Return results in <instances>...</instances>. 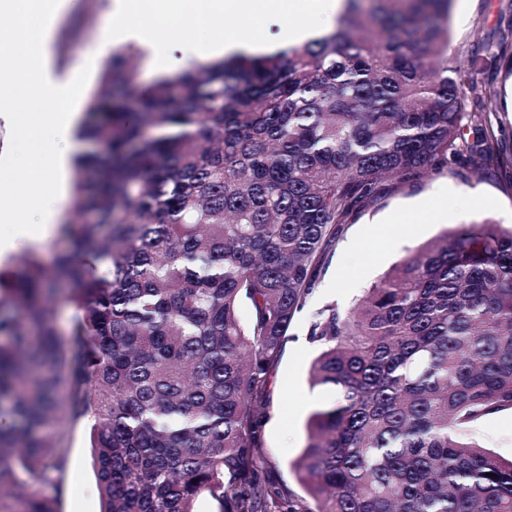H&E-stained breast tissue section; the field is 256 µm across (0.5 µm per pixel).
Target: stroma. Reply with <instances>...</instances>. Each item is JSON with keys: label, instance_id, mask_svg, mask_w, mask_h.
Returning a JSON list of instances; mask_svg holds the SVG:
<instances>
[{"label": "stroma", "instance_id": "obj_1", "mask_svg": "<svg viewBox=\"0 0 512 512\" xmlns=\"http://www.w3.org/2000/svg\"><path fill=\"white\" fill-rule=\"evenodd\" d=\"M111 4L112 0H70L54 29L57 64L82 88L81 98L73 105L78 113L89 108L105 66L97 56V45L112 24ZM449 28V53L466 59L484 52L512 29V0H454ZM442 197L447 198V206L426 211L419 207L420 201ZM475 214L512 226V171L488 164L477 170L465 166L456 173H432L415 186L388 192L349 225L307 310L294 321L285 353L270 377L271 407L264 433L270 479L302 493L288 463L307 443L309 414L336 398L333 391L311 388L308 381L310 364L319 352L307 336L312 311L328 302L350 309L404 257ZM473 435L486 448L511 458L512 411L481 421ZM65 436L69 465L64 487L59 491L45 487L41 493L56 500L59 512H99L85 424L67 427Z\"/></svg>", "mask_w": 512, "mask_h": 512}]
</instances>
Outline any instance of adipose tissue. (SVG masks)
Instances as JSON below:
<instances>
[{
  "label": "adipose tissue",
  "mask_w": 512,
  "mask_h": 512,
  "mask_svg": "<svg viewBox=\"0 0 512 512\" xmlns=\"http://www.w3.org/2000/svg\"><path fill=\"white\" fill-rule=\"evenodd\" d=\"M65 2L30 0L25 5L21 0H0V18L9 20L8 25H0L1 43L16 39L14 22L20 12H27L37 25V39L28 47L32 68L16 67L11 54L0 53V122L16 124L26 144L21 154L0 149V184L11 185L29 204L28 210L0 221L1 259L53 238L57 213L69 199L79 118L77 113L61 111L60 106L77 99L80 90L60 73L47 31ZM186 5L202 32L228 17L236 21L221 37L207 42L185 39L182 59L190 64L205 54L213 59L240 52L261 55L304 43L331 28L341 0H186ZM284 13L290 20L282 24L278 38L263 39L266 24ZM112 15L107 45H136L155 69L169 66L171 29L162 0H113Z\"/></svg>",
  "instance_id": "obj_1"
}]
</instances>
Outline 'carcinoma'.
Instances as JSON below:
<instances>
[{
    "instance_id": "obj_1",
    "label": "carcinoma",
    "mask_w": 512,
    "mask_h": 512,
    "mask_svg": "<svg viewBox=\"0 0 512 512\" xmlns=\"http://www.w3.org/2000/svg\"><path fill=\"white\" fill-rule=\"evenodd\" d=\"M453 0H344L332 29L131 87L117 49L80 128L70 249L0 272V512H58L83 421L100 512H512V459L474 441L512 411V228L472 220L347 312L313 315V410L263 473L270 375L334 245L386 188L461 156L512 169ZM69 309L66 328L55 306Z\"/></svg>"
}]
</instances>
